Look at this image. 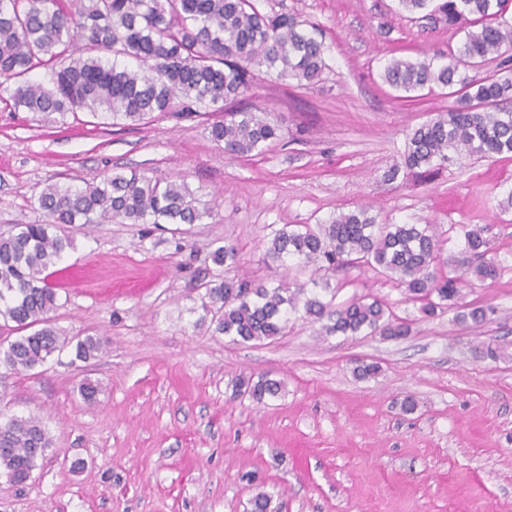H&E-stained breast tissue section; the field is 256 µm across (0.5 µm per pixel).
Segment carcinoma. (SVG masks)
Here are the masks:
<instances>
[{
	"mask_svg": "<svg viewBox=\"0 0 512 512\" xmlns=\"http://www.w3.org/2000/svg\"><path fill=\"white\" fill-rule=\"evenodd\" d=\"M512 0H441L435 12L448 26L464 32L448 61L393 59L382 74L405 93L441 86L456 96L455 105L415 128L403 154L412 170L442 166L449 153L461 158L512 155V76L492 70L480 81L469 71L482 68L512 50ZM112 54V63L101 53ZM136 60L138 68L117 63ZM326 46L312 23L295 14L265 12L258 0H0V92L14 112L44 120L88 112L112 125L148 122L182 112H222L209 127L210 139L237 156L262 151L281 139V126L269 112L228 110L225 105L249 92L257 76L312 85L327 69ZM46 70L47 82L31 81V71ZM46 222L21 224L0 236V320L15 323L23 335L0 343V366L30 371L43 365L65 342L50 326L56 308L53 276L72 240L58 230L71 224H200L213 207L184 182L132 172L112 173L82 188L48 184L35 200ZM467 269L449 270L444 241L431 224L380 223L367 208L340 213L317 224H285L271 230L266 260L302 273L267 286L241 275L237 252L220 246L213 262L224 278L209 280L202 309L215 332L240 342L262 343L284 334L288 314L330 324L328 333L362 332L389 339L409 335L410 323L395 317L376 297H354L334 304L310 293L307 284L323 283L320 272L342 266L365 267L423 302L433 317L451 312L454 320L480 325L493 310L459 303L464 277L492 279L497 266L485 229L455 224ZM105 341L87 336L75 344L76 359L100 357ZM281 391L267 377L240 381V394L261 403ZM50 437L35 417L0 422V476L24 483L50 448Z\"/></svg>",
	"mask_w": 512,
	"mask_h": 512,
	"instance_id": "obj_1",
	"label": "carcinoma"
}]
</instances>
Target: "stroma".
Returning <instances> with one entry per match:
<instances>
[{
  "label": "stroma",
  "mask_w": 512,
  "mask_h": 512,
  "mask_svg": "<svg viewBox=\"0 0 512 512\" xmlns=\"http://www.w3.org/2000/svg\"><path fill=\"white\" fill-rule=\"evenodd\" d=\"M319 24L328 68L319 83H271L233 109L266 111L283 142L231 156L208 135L219 112L99 124L80 112L39 121L0 102V234L44 222L34 199L60 181L107 172L185 181L215 217L160 230L77 224L62 261L51 325L69 345L34 370L0 367V421L39 418L51 439L30 479L0 476V512H251L256 493L283 512H512V158L473 156L431 170L403 168L410 133L448 111L447 90L398 92L381 71L392 58L432 59L463 32L398 0H262ZM396 177H389L391 167ZM371 206L395 224L485 227L499 264L463 303L495 307L493 323L425 317L402 287L367 269L330 275L337 302L375 296L412 324L409 336L328 335L291 320L253 345L203 322L199 285L210 257L234 247L238 272L274 280L267 225L313 224ZM107 341L76 361L73 341ZM503 346L498 360L476 350ZM379 363L360 379L356 359ZM281 381L258 404L240 377ZM100 382L95 403L78 386ZM416 408H403L406 400Z\"/></svg>",
  "instance_id": "obj_1"
}]
</instances>
